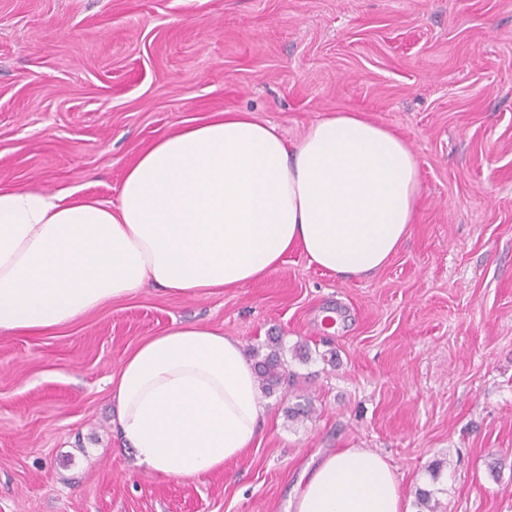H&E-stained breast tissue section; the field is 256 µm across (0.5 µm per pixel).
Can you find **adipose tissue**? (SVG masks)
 <instances>
[{"mask_svg": "<svg viewBox=\"0 0 512 512\" xmlns=\"http://www.w3.org/2000/svg\"><path fill=\"white\" fill-rule=\"evenodd\" d=\"M419 169L405 140L360 112L321 117L294 143L224 110L158 138L116 203L0 186V333L66 326L153 285L207 296L261 280L293 246L344 276L383 268L410 232ZM114 428L154 474L191 478L241 457L265 406L240 342L180 324L110 378ZM287 512H409L380 454L345 448L304 472Z\"/></svg>", "mask_w": 512, "mask_h": 512, "instance_id": "adipose-tissue-1", "label": "adipose tissue"}]
</instances>
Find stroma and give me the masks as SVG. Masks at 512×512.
I'll return each instance as SVG.
<instances>
[{
	"instance_id": "35a3bbf8",
	"label": "stroma",
	"mask_w": 512,
	"mask_h": 512,
	"mask_svg": "<svg viewBox=\"0 0 512 512\" xmlns=\"http://www.w3.org/2000/svg\"><path fill=\"white\" fill-rule=\"evenodd\" d=\"M222 109L291 142L332 112L400 134L409 236L368 276L297 247L255 283L0 334V512H285L344 448L383 456L410 512L420 488L512 512V0H0L1 185L116 201L139 149ZM187 322L279 339L290 379L242 459L168 478L114 430L108 379Z\"/></svg>"
}]
</instances>
